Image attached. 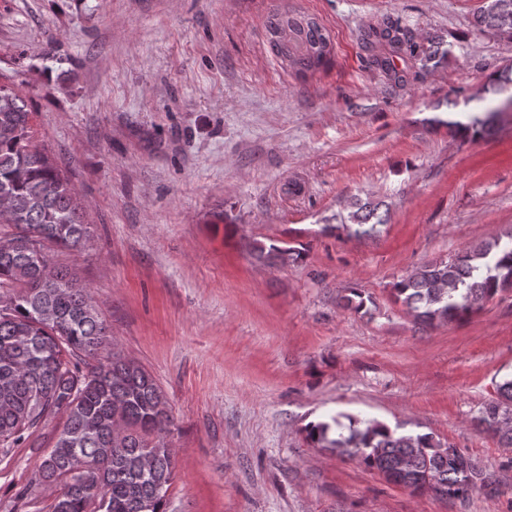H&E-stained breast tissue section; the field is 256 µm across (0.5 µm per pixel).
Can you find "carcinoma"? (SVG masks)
<instances>
[{"label":"carcinoma","mask_w":512,"mask_h":512,"mask_svg":"<svg viewBox=\"0 0 512 512\" xmlns=\"http://www.w3.org/2000/svg\"><path fill=\"white\" fill-rule=\"evenodd\" d=\"M476 26L512 40V0H487ZM267 46L280 68L304 79L331 61V39L314 17L275 8L265 24ZM453 43L418 38L402 18L369 25L362 48L369 62L396 84L423 78ZM408 61L397 69L394 59ZM31 103L0 81V448L24 445L51 416L64 423L52 447L40 451L39 484L57 487L51 512H166L173 480L168 401L153 377L116 352L90 290L73 270L52 264L47 245L83 250L90 240L81 198L37 142ZM493 112L446 125L464 138L485 132ZM353 235L385 223L380 205L356 200ZM258 258L287 259L293 249L257 242ZM512 288V236L458 252L448 261L412 270L393 294L432 324L462 319ZM479 424L512 446V378L497 385ZM312 424L308 438L325 443L414 492L465 499L493 487L486 468L429 433H401L376 419L347 415Z\"/></svg>","instance_id":"carcinoma-1"}]
</instances>
